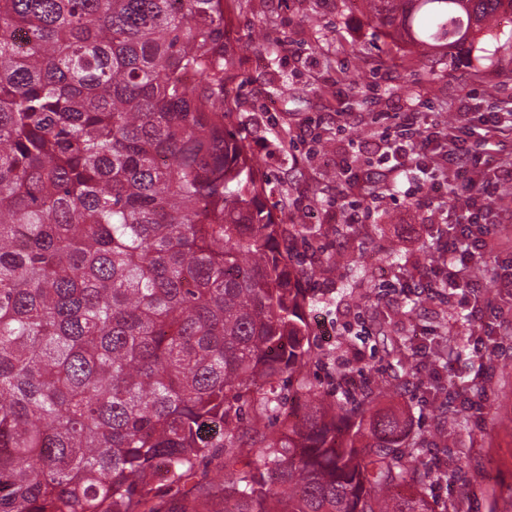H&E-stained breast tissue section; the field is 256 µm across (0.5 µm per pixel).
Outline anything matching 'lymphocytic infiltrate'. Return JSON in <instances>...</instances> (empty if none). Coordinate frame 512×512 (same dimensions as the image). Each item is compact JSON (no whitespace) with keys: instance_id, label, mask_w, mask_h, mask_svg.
Returning a JSON list of instances; mask_svg holds the SVG:
<instances>
[{"instance_id":"f902f5d3","label":"lymphocytic infiltrate","mask_w":512,"mask_h":512,"mask_svg":"<svg viewBox=\"0 0 512 512\" xmlns=\"http://www.w3.org/2000/svg\"><path fill=\"white\" fill-rule=\"evenodd\" d=\"M376 164L363 168L361 181L366 185L379 183L381 177L398 171H415L428 178V188L438 196H447L457 190L466 198V205L456 212L448 226V250L456 260L444 268H435L432 287L448 284L453 291L474 294L476 304L486 306L490 300L475 295L474 272L487 252L484 236L475 232L477 224L486 221L492 212L491 178L481 173L473 156L456 135L454 128L435 126L422 140H415L409 132H402L392 139H384L377 148ZM440 156L446 163L442 179H433L430 172V155Z\"/></svg>"}]
</instances>
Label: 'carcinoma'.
I'll list each match as a JSON object with an SVG mask.
<instances>
[{
  "mask_svg": "<svg viewBox=\"0 0 512 512\" xmlns=\"http://www.w3.org/2000/svg\"><path fill=\"white\" fill-rule=\"evenodd\" d=\"M363 2L408 45L512 14ZM231 64L224 0H0V512H433L402 414L305 377V225L225 128Z\"/></svg>",
  "mask_w": 512,
  "mask_h": 512,
  "instance_id": "carcinoma-1",
  "label": "carcinoma"
}]
</instances>
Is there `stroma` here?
Segmentation results:
<instances>
[{
  "instance_id": "35a3bbf8",
  "label": "stroma",
  "mask_w": 512,
  "mask_h": 512,
  "mask_svg": "<svg viewBox=\"0 0 512 512\" xmlns=\"http://www.w3.org/2000/svg\"><path fill=\"white\" fill-rule=\"evenodd\" d=\"M225 37L236 58L227 127L240 133L262 178L260 201L278 223L305 216L298 244L300 285L314 357L307 371L324 392L347 382L353 394L388 385L380 406L403 411L410 435L425 439L415 464L430 473L433 512H512V325L493 308L464 316L456 300L427 288L443 261L447 201L417 194L409 172L389 176L382 204L363 206L341 158L371 159L375 140L397 136L406 117L481 126L490 104L512 101V23L456 55L444 47L410 54L370 24L364 0H227ZM289 96H281V85ZM471 95L474 112L454 103ZM358 202L349 230L336 209ZM488 233L498 247L477 270L479 293L512 308V182L500 184ZM336 258L335 272L324 259ZM496 330L498 347L473 353L471 340ZM466 421L448 423L449 408Z\"/></svg>"
}]
</instances>
